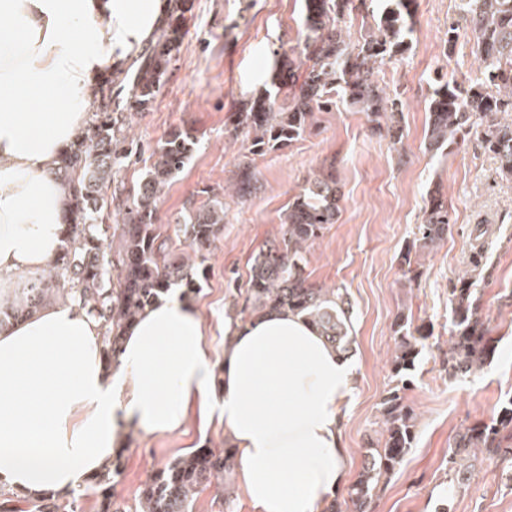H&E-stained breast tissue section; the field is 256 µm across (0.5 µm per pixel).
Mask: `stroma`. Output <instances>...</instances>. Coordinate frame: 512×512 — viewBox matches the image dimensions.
I'll return each instance as SVG.
<instances>
[{"mask_svg": "<svg viewBox=\"0 0 512 512\" xmlns=\"http://www.w3.org/2000/svg\"><path fill=\"white\" fill-rule=\"evenodd\" d=\"M459 0H413V48L385 59L380 75L402 104L404 138L394 149L362 113L339 105L317 113L294 145L257 157L259 183L246 202L230 203L224 231L207 253V278L193 301L215 357L224 353L228 285H246L252 257L277 234L280 217L312 173L336 166L343 198L337 223L309 246L305 273L311 282L347 288L353 303L352 352L357 381L349 398L344 441L349 479H356L365 449L383 439L381 401L393 382L387 360L394 346L391 325L408 315L427 338L411 373L407 401L419 415L413 447L402 467L382 484L374 512H436V487L446 478L448 451L458 432L489 419L512 394V184L501 181L493 156L470 140L430 155L424 152L427 102L437 80L474 83L480 65L475 37L461 31L446 48L449 24L459 19ZM180 51L169 80L150 111L136 116L131 131L143 147L121 168L120 180L137 182L150 152L172 128L188 129L196 144L182 172L166 187L158 212L159 232L170 250L185 247L173 221L205 201L208 189L223 191L233 176L240 144L228 142L224 125L242 100L268 82L276 53L302 48L301 0H192ZM440 188L454 222L447 238L419 254L420 277L407 282L400 254L413 238L429 189ZM490 228L474 240V225ZM481 249L485 275L475 286L490 321L496 353L474 378L449 379L442 367L451 327L449 292ZM224 442V426L192 409L187 424L171 434L130 433L125 471L115 500L127 512L154 469L204 442ZM450 512H512V481L494 461L476 462L468 485L448 502Z\"/></svg>", "mask_w": 512, "mask_h": 512, "instance_id": "obj_1", "label": "stroma"}]
</instances>
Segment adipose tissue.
<instances>
[{"label":"adipose tissue","instance_id":"obj_1","mask_svg":"<svg viewBox=\"0 0 512 512\" xmlns=\"http://www.w3.org/2000/svg\"><path fill=\"white\" fill-rule=\"evenodd\" d=\"M164 0H0V289L49 269L66 209L56 169L106 67L153 38ZM215 359L179 293L147 307L108 367L83 308L0 330V487L65 496L107 468L130 429L171 434L191 406L218 416L253 512H321L347 480L349 363L302 317L225 321Z\"/></svg>","mask_w":512,"mask_h":512}]
</instances>
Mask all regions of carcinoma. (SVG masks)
Returning a JSON list of instances; mask_svg holds the SVG:
<instances>
[{"instance_id":"1","label":"carcinoma","mask_w":512,"mask_h":512,"mask_svg":"<svg viewBox=\"0 0 512 512\" xmlns=\"http://www.w3.org/2000/svg\"><path fill=\"white\" fill-rule=\"evenodd\" d=\"M374 24L362 22L364 33L353 42L347 19L364 0H304V64L306 76L288 104L279 95L294 76L296 59L282 53L279 73L270 86L251 94L233 113L224 134L241 135L247 146L238 155L232 187L244 199L259 182L256 157L286 148L300 140L313 125L315 113L342 102L365 114L384 129L393 142L403 135L401 109L381 86L380 64L411 48L407 27L410 0H388ZM190 0H168L158 34L132 65L116 70L103 81L93 100L90 121L80 139L70 144L58 161L57 175L65 196L64 237L61 250L47 274L31 279L13 300L0 302V327L35 314L46 304L61 300L80 303L103 331L107 364H118L122 332L140 312L173 288L185 297L201 290L206 250L224 227L225 203L214 197L193 208L178 228L190 252L170 258L157 244L158 204L164 188L183 169L194 146V136L175 128L151 152V163L136 187L128 190L117 179L122 161L138 153L130 138L133 117L146 111L165 86L183 37ZM466 27L476 35L475 54L483 67L481 82L465 86L440 80L429 105L425 148L430 153L448 149L470 134L494 155L499 175L512 181V0H460ZM341 188L332 171H319L306 181L283 213L279 231L253 258L247 287L230 291L234 315L251 317L286 309L308 320L339 354L350 353L353 305L344 288H325L309 281L302 267L303 254L340 213ZM452 221L448 199L430 194L422 221L402 254L406 273L414 274L412 254L444 239ZM470 276L462 277L450 292L452 327L443 363L448 378L481 373L491 362L496 346L482 315L481 298L473 288L484 271L482 255L470 262ZM400 314L393 324L395 348L390 373L399 381L383 398L384 439L367 448L361 471L346 496L333 497L322 512H371L370 504L381 478L404 462L414 440L417 419L406 402L410 373L422 349L423 335ZM512 470V395L487 421L459 432L448 454V479L440 493L438 512H448V495L467 484L478 455ZM229 442L222 448H195L158 467L142 484L135 512H193L197 496L210 485L220 489L224 512H237L234 491L223 475L234 462ZM124 468V455L112 460L95 481L98 512H120L113 500L115 479ZM0 512H78L77 498L49 497L21 507L12 494L0 489Z\"/></svg>"}]
</instances>
